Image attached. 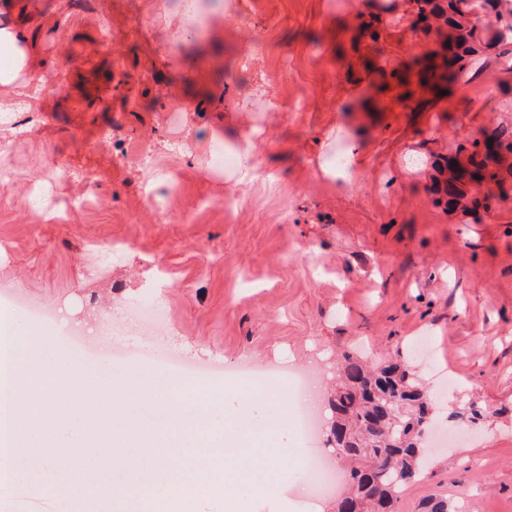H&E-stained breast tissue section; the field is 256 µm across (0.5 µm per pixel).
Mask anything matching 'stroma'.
Segmentation results:
<instances>
[{
  "mask_svg": "<svg viewBox=\"0 0 512 512\" xmlns=\"http://www.w3.org/2000/svg\"><path fill=\"white\" fill-rule=\"evenodd\" d=\"M13 2L0 17L38 29L29 77L43 91L17 117L23 136L0 130V316L57 337L60 362L100 370L121 352L131 374L197 386L214 403L202 445L215 459L237 423L225 392L256 391L260 371L314 369L323 398L344 354H391L434 398L433 430L456 437L428 444L395 512L435 496L512 512V211L445 213L411 166L512 124L501 66L474 60L418 111L365 113V0H232L240 22L204 44L174 40L164 0H90L78 15L70 0ZM255 49L282 110L255 145L272 179L240 184L196 142L234 121L237 63ZM127 139L148 162L123 159ZM340 153L339 184L321 165ZM97 414L114 446L158 447L127 431L150 424L141 405L104 397Z\"/></svg>",
  "mask_w": 512,
  "mask_h": 512,
  "instance_id": "35a3bbf8",
  "label": "stroma"
}]
</instances>
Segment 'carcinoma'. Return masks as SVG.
<instances>
[{"label":"carcinoma","instance_id":"carcinoma-1","mask_svg":"<svg viewBox=\"0 0 512 512\" xmlns=\"http://www.w3.org/2000/svg\"><path fill=\"white\" fill-rule=\"evenodd\" d=\"M409 13L397 14V5L390 0H370V22L360 25L361 32L369 33L378 41L379 34L370 31L373 23L399 26L411 15L415 21L410 30L428 37L434 33L446 35L442 47H455L448 57L436 50L425 52L412 62H425L420 72V88L435 90L440 83H450L467 69L473 57L487 54L497 64L506 65L511 73L512 38L504 39L498 28L502 12L498 10L503 0H407ZM377 73L381 79L378 89H389L388 80L404 84L397 69L383 61L382 51H376ZM435 174L431 175L430 192L452 196L454 210L464 217H475V208L482 196L480 173L486 172L497 182H508L509 167L497 154L472 152L468 167L448 164V157L437 156L432 162ZM341 380L329 396L336 413L330 428L329 442L336 452L349 462V475H354L368 463L375 461L372 479L380 487V497L367 498L360 486L353 487L352 495L336 502V512H393V506L405 485L421 476L424 466V440L416 426L432 410L423 386L415 374L396 362L370 365L356 356L344 355ZM389 408V419L383 427L367 437L362 426L371 424L374 415L382 408Z\"/></svg>","mask_w":512,"mask_h":512}]
</instances>
